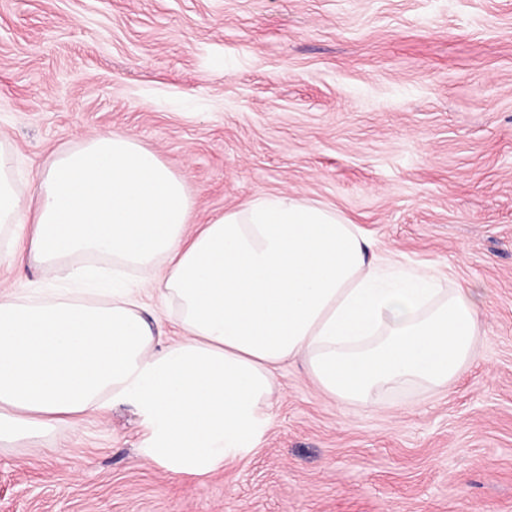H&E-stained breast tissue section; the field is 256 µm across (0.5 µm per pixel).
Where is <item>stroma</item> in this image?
<instances>
[{
    "mask_svg": "<svg viewBox=\"0 0 512 512\" xmlns=\"http://www.w3.org/2000/svg\"><path fill=\"white\" fill-rule=\"evenodd\" d=\"M128 133L196 224L293 194L376 255L477 290L449 389L347 408L278 371L261 444L206 475L144 452L131 403L0 449V512H512V0H0V141L34 181Z\"/></svg>",
    "mask_w": 512,
    "mask_h": 512,
    "instance_id": "obj_1",
    "label": "stroma"
}]
</instances>
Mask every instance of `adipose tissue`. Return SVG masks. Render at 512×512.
I'll use <instances>...</instances> for the list:
<instances>
[{
	"label": "adipose tissue",
	"mask_w": 512,
	"mask_h": 512,
	"mask_svg": "<svg viewBox=\"0 0 512 512\" xmlns=\"http://www.w3.org/2000/svg\"><path fill=\"white\" fill-rule=\"evenodd\" d=\"M0 143V263L46 287L0 290V446L46 447L59 425L135 401L147 456L208 473L257 447L276 372L299 360L342 404L444 390L479 356L472 289L432 268L392 273L357 225L288 195L192 225L185 182L129 134H95L22 188ZM139 271L112 285V266ZM157 297L177 329L145 318Z\"/></svg>",
	"instance_id": "1"
}]
</instances>
